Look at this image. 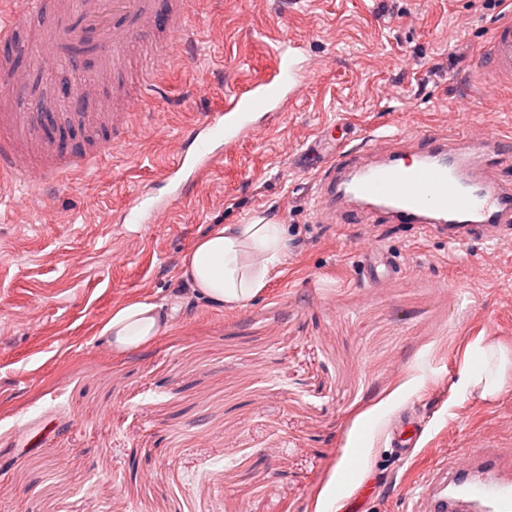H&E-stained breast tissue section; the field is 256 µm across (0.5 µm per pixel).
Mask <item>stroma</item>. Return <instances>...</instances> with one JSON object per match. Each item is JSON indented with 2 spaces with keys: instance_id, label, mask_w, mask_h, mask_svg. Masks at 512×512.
Returning a JSON list of instances; mask_svg holds the SVG:
<instances>
[{
  "instance_id": "obj_1",
  "label": "stroma",
  "mask_w": 512,
  "mask_h": 512,
  "mask_svg": "<svg viewBox=\"0 0 512 512\" xmlns=\"http://www.w3.org/2000/svg\"><path fill=\"white\" fill-rule=\"evenodd\" d=\"M512 5L492 0H197L182 54L161 65L157 115L90 175L41 200L0 189V512H405L440 458L512 448V390L462 392L470 346L512 348V236L449 247L409 224L320 223L314 173L337 144L416 131L512 132V89H485L474 53ZM300 43L303 94L268 118L153 224H118L176 158L182 129L233 79ZM16 111L67 74L22 56ZM276 217L283 264L244 308L183 301L184 256L217 224ZM393 274L370 280L368 246ZM169 329L115 352L102 336L132 301ZM401 419L420 426L407 458ZM358 477L344 500V469Z\"/></svg>"
}]
</instances>
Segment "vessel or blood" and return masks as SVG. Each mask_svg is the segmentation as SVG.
Here are the masks:
<instances>
[{"label":"vessel or blood","instance_id":"b4317fda","mask_svg":"<svg viewBox=\"0 0 512 512\" xmlns=\"http://www.w3.org/2000/svg\"><path fill=\"white\" fill-rule=\"evenodd\" d=\"M21 10L39 20L44 53L69 64L70 94H58L49 112L0 113V180L33 178L36 186L65 183L100 165L133 138L138 125L153 123L143 112L130 122L125 112L94 111L84 90L96 66L117 68L138 43L159 33L186 36L190 0H69L56 13L53 0H21ZM20 34L16 21L0 14V72L11 73ZM270 77L232 86L220 106L185 127L183 153L162 163L160 191L132 197L122 224H149L190 186L249 137L261 119L295 100L308 70L301 48L281 38ZM488 86H512V17L493 27L491 40L476 51ZM512 163V136L421 134L396 144L372 135L362 146L343 142L317 173L313 208L323 219L354 212L371 224H416L426 233L460 245L487 244L512 234V182L498 167ZM410 512H512V454L483 448L437 461L421 480Z\"/></svg>","mask_w":512,"mask_h":512}]
</instances>
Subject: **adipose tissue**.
Returning <instances> with one entry per match:
<instances>
[{
	"instance_id": "adipose-tissue-1",
	"label": "adipose tissue",
	"mask_w": 512,
	"mask_h": 512,
	"mask_svg": "<svg viewBox=\"0 0 512 512\" xmlns=\"http://www.w3.org/2000/svg\"><path fill=\"white\" fill-rule=\"evenodd\" d=\"M288 243L284 225L256 216L243 224H221L197 239L185 256L182 275L188 298L224 310L244 306L282 264ZM170 326L160 306L131 302L113 312L102 328L118 352L148 343ZM473 365L462 388L492 397L512 388V353L494 343H475Z\"/></svg>"
}]
</instances>
